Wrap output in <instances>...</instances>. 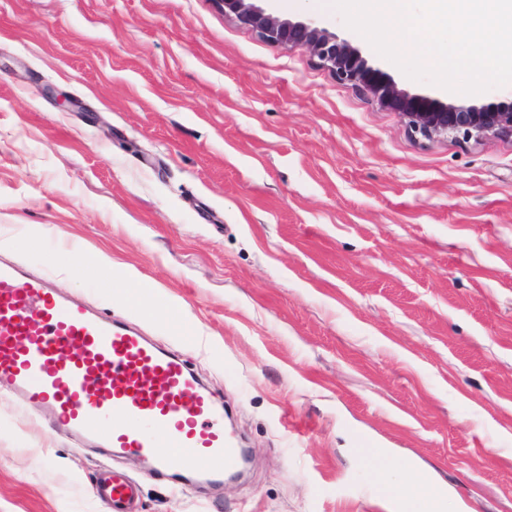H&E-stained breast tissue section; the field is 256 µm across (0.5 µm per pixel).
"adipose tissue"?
I'll list each match as a JSON object with an SVG mask.
<instances>
[{"label":"adipose tissue","mask_w":512,"mask_h":512,"mask_svg":"<svg viewBox=\"0 0 512 512\" xmlns=\"http://www.w3.org/2000/svg\"><path fill=\"white\" fill-rule=\"evenodd\" d=\"M377 480L390 493L398 512H449L450 504L442 492L428 485L411 467L382 466Z\"/></svg>","instance_id":"obj_1"}]
</instances>
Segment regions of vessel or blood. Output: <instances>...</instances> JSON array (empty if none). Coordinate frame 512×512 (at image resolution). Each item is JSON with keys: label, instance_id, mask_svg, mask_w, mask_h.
<instances>
[{"label": "vessel or blood", "instance_id": "obj_1", "mask_svg": "<svg viewBox=\"0 0 512 512\" xmlns=\"http://www.w3.org/2000/svg\"><path fill=\"white\" fill-rule=\"evenodd\" d=\"M25 397L66 434L155 472L170 464L222 482L242 451L224 406L186 362L127 324L63 296L47 279L0 262V387ZM111 512L137 490L122 472L102 487Z\"/></svg>", "mask_w": 512, "mask_h": 512}]
</instances>
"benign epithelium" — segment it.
Here are the masks:
<instances>
[{
    "instance_id": "obj_1",
    "label": "benign epithelium",
    "mask_w": 512,
    "mask_h": 512,
    "mask_svg": "<svg viewBox=\"0 0 512 512\" xmlns=\"http://www.w3.org/2000/svg\"><path fill=\"white\" fill-rule=\"evenodd\" d=\"M224 13L258 33L267 43L305 47L336 80L369 94L382 106L405 116L412 132L426 139L463 137L512 139V93L494 101L461 104L444 102L430 94L410 93L373 65L349 40L314 19L281 20L267 13L259 0H218Z\"/></svg>"
}]
</instances>
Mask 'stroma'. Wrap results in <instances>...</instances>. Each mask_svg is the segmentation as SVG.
<instances>
[{
	"mask_svg": "<svg viewBox=\"0 0 512 512\" xmlns=\"http://www.w3.org/2000/svg\"><path fill=\"white\" fill-rule=\"evenodd\" d=\"M0 259L183 356L251 455L152 477L2 388L0 512H107L113 467L138 512H387L375 448L512 512V139L412 134L218 0H0Z\"/></svg>",
	"mask_w": 512,
	"mask_h": 512,
	"instance_id": "35a3bbf8",
	"label": "stroma"
}]
</instances>
